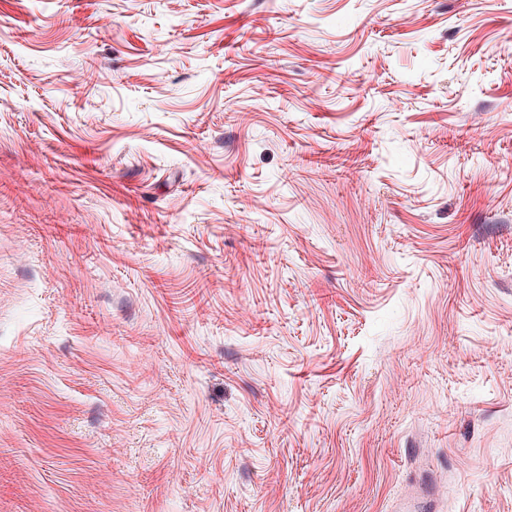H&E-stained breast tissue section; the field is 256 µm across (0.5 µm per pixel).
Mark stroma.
Returning <instances> with one entry per match:
<instances>
[{"label":"stroma","mask_w":512,"mask_h":512,"mask_svg":"<svg viewBox=\"0 0 512 512\" xmlns=\"http://www.w3.org/2000/svg\"><path fill=\"white\" fill-rule=\"evenodd\" d=\"M512 512V0H0V512Z\"/></svg>","instance_id":"stroma-1"}]
</instances>
